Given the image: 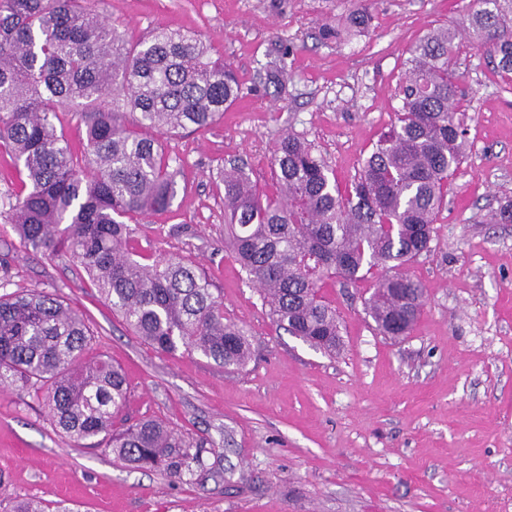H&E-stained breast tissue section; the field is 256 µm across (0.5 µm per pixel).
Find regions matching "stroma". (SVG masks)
I'll use <instances>...</instances> for the list:
<instances>
[{"mask_svg": "<svg viewBox=\"0 0 512 512\" xmlns=\"http://www.w3.org/2000/svg\"><path fill=\"white\" fill-rule=\"evenodd\" d=\"M351 0H106L134 42L165 28L197 36L243 87L223 120L163 137L179 170L171 206L131 221L136 250L197 260L249 332L241 369L143 342L66 256L25 250L7 213L18 167L0 149V273L10 291H45L83 314L87 354L128 381L127 411L197 442L201 467L175 482L70 446L33 393L0 389V504L36 498L54 512H512V85L485 50L462 47L456 73L469 148L437 217L431 250L406 272L425 287L410 335H378L365 310L371 279L331 278L321 294L340 320L336 356L273 322L224 245L218 173L238 163L273 193L272 152L293 131L329 162L339 186L395 120L409 50L428 30L461 25L477 0H373L367 35L321 38ZM284 59L283 92L264 87Z\"/></svg>", "mask_w": 512, "mask_h": 512, "instance_id": "obj_1", "label": "stroma"}]
</instances>
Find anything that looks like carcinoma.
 <instances>
[{
	"label": "carcinoma",
	"instance_id": "cac0c4a2",
	"mask_svg": "<svg viewBox=\"0 0 512 512\" xmlns=\"http://www.w3.org/2000/svg\"><path fill=\"white\" fill-rule=\"evenodd\" d=\"M480 3L461 28L433 29L410 49L396 121L346 188L290 132L273 152L275 194L259 192L239 165L220 171L224 246L272 318L324 354L342 346L336 310L321 295L324 276L355 282L380 271L366 310L383 336L408 335L420 317L424 288L405 266L431 245L448 177L467 151L456 51L463 42L484 48L512 74V0ZM371 20L369 0H354L322 37L345 42ZM287 78L277 62L266 69L269 84ZM241 94L233 67L187 33L159 29L130 43L84 0H0V148L24 175L9 219L20 244L67 254L144 342L234 369L251 359L247 331L224 319V302L193 258L133 250L126 220L169 208L177 192L170 157L142 130L206 129ZM64 108L84 128L77 145L55 123ZM8 286L0 278L1 388H33L65 439L104 444L126 466L161 467L178 481L200 463V448L158 420L116 430L126 376L102 356L86 358L83 315L53 294ZM9 512L46 508L28 498Z\"/></svg>",
	"mask_w": 512,
	"mask_h": 512
}]
</instances>
